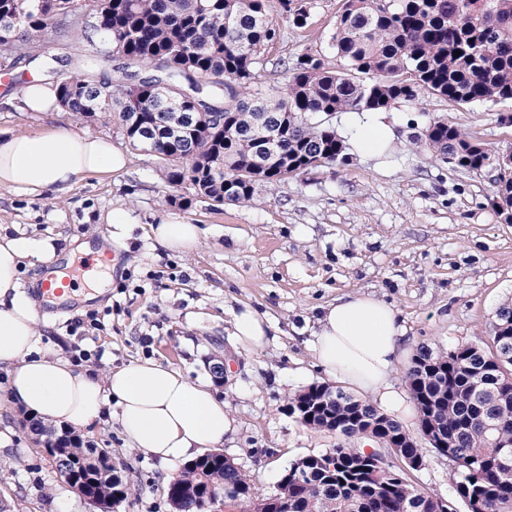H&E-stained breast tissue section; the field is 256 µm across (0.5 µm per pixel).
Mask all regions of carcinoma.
Listing matches in <instances>:
<instances>
[{"label": "carcinoma", "mask_w": 512, "mask_h": 512, "mask_svg": "<svg viewBox=\"0 0 512 512\" xmlns=\"http://www.w3.org/2000/svg\"><path fill=\"white\" fill-rule=\"evenodd\" d=\"M512 0H343L330 48L294 59L270 56L280 40L272 12L309 26L310 0H0V65L57 57L34 43L63 45L76 32L93 51L73 70L51 71L63 110L116 127L126 143L155 157L166 182L213 206L252 200L258 190L344 159L330 120L338 112L385 111L427 95L459 107L512 100ZM87 17L81 29L63 17ZM461 55H456V52ZM117 62L112 73L104 63ZM138 69H131V65ZM285 90L257 85L264 70ZM443 161L479 172L490 150L443 119L424 131ZM512 211V176L496 184ZM424 442L459 463L454 502L464 512H512V307L498 312L492 346H422L404 372ZM307 428L347 439L370 437L364 453L339 445L304 455L275 492L259 495L226 456L204 453L169 483L180 512H206L217 497L247 512H439L441 496L419 488L424 448L402 424L339 387L314 383L288 396ZM58 470L112 512L130 488L108 458L71 435L50 448Z\"/></svg>", "instance_id": "cac0c4a2"}]
</instances>
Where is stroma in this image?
<instances>
[{
  "instance_id": "35a3bbf8",
  "label": "stroma",
  "mask_w": 512,
  "mask_h": 512,
  "mask_svg": "<svg viewBox=\"0 0 512 512\" xmlns=\"http://www.w3.org/2000/svg\"><path fill=\"white\" fill-rule=\"evenodd\" d=\"M342 0H312L310 24L300 31L277 15L281 39L272 53L295 58L306 48L328 51ZM395 137L385 155L348 152L344 161L263 186L254 199L214 208L170 197L153 157L131 153L125 172L90 176L66 197L18 195L0 189V225L9 235L99 236L102 214L122 205L138 219L120 270L104 278L90 267L74 275L77 291L103 284L93 303H44L37 308L44 347L79 366L106 372L153 358L195 380L211 378L213 357L224 359L217 387L233 420L222 451L249 475L258 494L272 493L289 464L342 442L309 429L287 409L289 394L327 382L307 342L321 306L343 294H367L400 312L409 352L422 345H488L504 305H512V222L496 203L491 170L468 171L437 158L423 131L447 120L492 153L512 152V101L466 108L425 97L391 109ZM70 126L123 144L108 124L68 112H27L0 106V130L46 132ZM199 225L201 242L188 255L153 251L147 224L167 213ZM250 307L273 330L260 349L241 350L232 315ZM0 496L19 512H97L80 493L60 507L62 483L54 459L36 441L23 411L7 400L0 373ZM105 451L130 485L113 512H172L156 459L133 450L115 422L83 433Z\"/></svg>"
}]
</instances>
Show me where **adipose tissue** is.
Returning <instances> with one entry per match:
<instances>
[{
  "label": "adipose tissue",
  "instance_id": "obj_1",
  "mask_svg": "<svg viewBox=\"0 0 512 512\" xmlns=\"http://www.w3.org/2000/svg\"><path fill=\"white\" fill-rule=\"evenodd\" d=\"M344 129L360 154L384 151L394 129L382 112H349ZM129 163L127 152L109 138L58 127L42 133L0 131V187L20 195L63 194L83 177L112 174ZM153 248L188 253L200 241L198 225L168 214L145 233ZM53 238L0 233V372L8 398L26 415L81 431L112 413L124 438L156 458L162 479L171 482L195 452L223 445L232 420L212 385L193 381L153 359H138L102 373L50 357L42 346L36 303L22 289L19 270L29 259L56 258ZM241 348L263 346L271 324L247 308L234 314ZM406 330L398 311L367 295H344L324 307L311 350L332 378L349 383L364 400L402 418L410 414L403 393L389 380L405 353Z\"/></svg>",
  "mask_w": 512,
  "mask_h": 512
}]
</instances>
